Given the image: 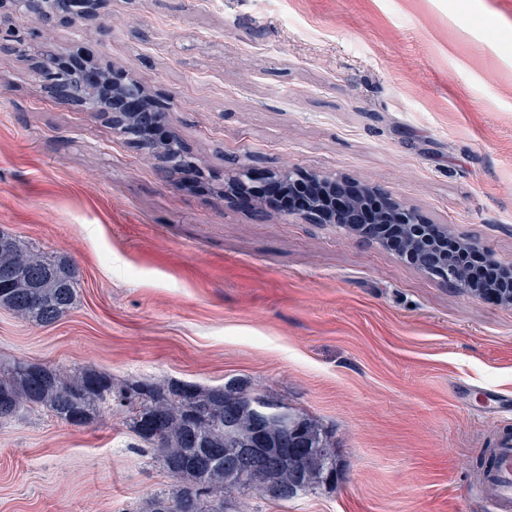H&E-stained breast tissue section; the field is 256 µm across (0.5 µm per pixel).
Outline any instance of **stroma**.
<instances>
[{"mask_svg":"<svg viewBox=\"0 0 512 512\" xmlns=\"http://www.w3.org/2000/svg\"><path fill=\"white\" fill-rule=\"evenodd\" d=\"M28 41L176 101L200 184L0 54V230L78 272L54 325L0 308V364L242 384L308 412L335 482L241 512H496L477 462L512 430L485 409L512 397V307L223 190L244 160L336 173L512 265V0H105ZM171 483L121 412L0 424V512H145Z\"/></svg>","mask_w":512,"mask_h":512,"instance_id":"stroma-1","label":"stroma"}]
</instances>
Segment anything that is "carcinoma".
<instances>
[{
    "label": "carcinoma",
    "mask_w": 512,
    "mask_h": 512,
    "mask_svg": "<svg viewBox=\"0 0 512 512\" xmlns=\"http://www.w3.org/2000/svg\"><path fill=\"white\" fill-rule=\"evenodd\" d=\"M77 282L75 265L67 256H47L0 231L1 308L36 325H53L74 307ZM227 391L243 401L228 428ZM250 396L252 392L237 387L161 380L116 387L112 379L89 369L64 371L25 362L0 368V419L36 407L67 423L87 425L116 405L125 412L129 431L146 440L152 416L164 415L167 425L156 434L153 452L174 482L153 496L150 512H225L226 498L233 493L256 492L274 502L288 501L336 480V448L325 428L291 407L288 416L262 423L247 403ZM300 421L307 424L308 452L300 458L305 479L297 490L295 471L278 466L275 457L235 470L209 454L211 448L224 447L229 436L246 448L259 429L275 448Z\"/></svg>",
    "instance_id": "1"
}]
</instances>
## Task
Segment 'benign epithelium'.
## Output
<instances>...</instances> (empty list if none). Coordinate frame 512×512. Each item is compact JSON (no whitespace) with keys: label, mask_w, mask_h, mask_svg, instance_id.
Returning <instances> with one entry per match:
<instances>
[{"label":"benign epithelium","mask_w":512,"mask_h":512,"mask_svg":"<svg viewBox=\"0 0 512 512\" xmlns=\"http://www.w3.org/2000/svg\"><path fill=\"white\" fill-rule=\"evenodd\" d=\"M104 0H0V53L17 50L22 38L13 20L25 17L43 28L57 23L75 29L100 16ZM35 69L44 89L56 101L76 107L81 112L98 114L112 125V130L141 146L150 139L148 128L164 124L170 128L167 145L153 146L151 154L159 168L170 170L169 146L177 138L173 122L174 106L154 101L149 92L126 71L109 64L96 67L90 74L84 65L66 62L63 55L45 49L38 54ZM252 176V167L240 166L224 180V190H235ZM267 176L291 190L305 178L315 180L319 191L308 199L302 210L287 212L296 219L318 224H335L352 236L380 244L386 228L398 226L404 231L407 246L398 256L422 274L437 279L468 295L478 298L484 288L495 290L512 305V279L496 277L501 262L476 241L461 243L459 255L448 254V225L432 224L418 211L378 188L385 204L374 211L367 207L363 194L347 192V181L336 174L306 175L291 167L270 171ZM256 409L265 416L284 413L276 401L258 395L253 398Z\"/></svg>","instance_id":"1"}]
</instances>
